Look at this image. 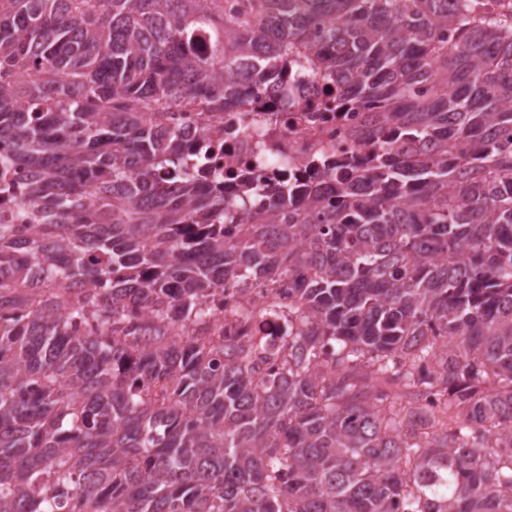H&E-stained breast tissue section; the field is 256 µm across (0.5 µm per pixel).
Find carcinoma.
Instances as JSON below:
<instances>
[{"label":"carcinoma","instance_id":"carcinoma-1","mask_svg":"<svg viewBox=\"0 0 512 512\" xmlns=\"http://www.w3.org/2000/svg\"><path fill=\"white\" fill-rule=\"evenodd\" d=\"M300 50L371 173L236 224L170 120ZM0 512H512V0H0ZM235 287L224 293V336H253L254 330L248 329L250 322L245 319L246 312L255 304L265 300L267 288L250 286L242 291Z\"/></svg>","mask_w":512,"mask_h":512}]
</instances>
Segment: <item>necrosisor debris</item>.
Listing matches in <instances>:
<instances>
[{
  "label": "necrosis or debris",
  "instance_id": "necrosis-or-debris-1",
  "mask_svg": "<svg viewBox=\"0 0 512 512\" xmlns=\"http://www.w3.org/2000/svg\"><path fill=\"white\" fill-rule=\"evenodd\" d=\"M288 80L298 88V106L294 111L278 113L269 125L256 119L257 110L276 105L269 88L261 83L249 88L246 103L238 110L179 115L182 132L191 138L202 128L223 126L224 147L214 153L212 165L224 174L229 195H238L252 182L272 188L284 178L316 175L337 162L363 160L373 152L372 141L350 133L360 123V113L337 114L335 98L325 92L323 84L312 82L307 69L292 70ZM266 294V287L256 285L244 291L226 290L225 335H248L245 314L264 301Z\"/></svg>",
  "mask_w": 512,
  "mask_h": 512
}]
</instances>
